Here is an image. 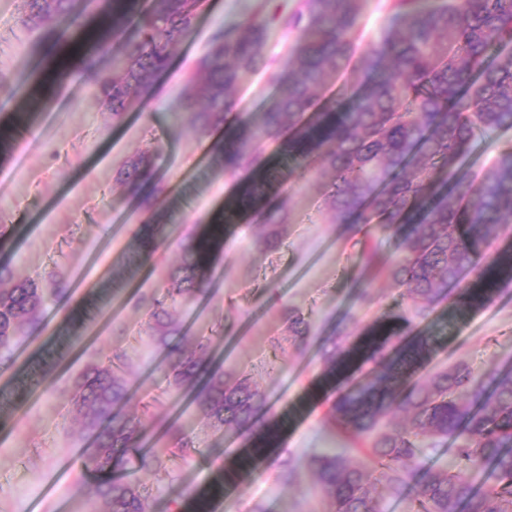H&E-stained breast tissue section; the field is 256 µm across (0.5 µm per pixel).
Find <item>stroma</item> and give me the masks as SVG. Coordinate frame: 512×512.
Wrapping results in <instances>:
<instances>
[{"label":"stroma","instance_id":"1","mask_svg":"<svg viewBox=\"0 0 512 512\" xmlns=\"http://www.w3.org/2000/svg\"><path fill=\"white\" fill-rule=\"evenodd\" d=\"M24 2L0 0V77L6 82L0 88V225L10 233L0 242V266L15 279L35 280L47 297L39 326L21 335L11 364L0 368V387L13 389L59 336L75 335L80 342L47 382L0 412V512H94L87 491L101 477L84 465L94 437L71 396L77 379L116 348L130 357L132 399L124 411L145 414L143 447L163 445L166 426L178 418L205 450L201 457L168 463L161 476L137 472L150 512H173L174 502L201 494L212 500L211 512H324L313 473L283 484L276 479L278 463L340 444L341 434L326 419L333 388L336 380L370 381L382 371L370 356L371 340L384 342L393 357L414 337H426L433 350L415 364L418 379L458 363L477 371L512 370V281L477 305L461 299V286L449 287L447 301L427 318L408 321L404 286L362 267V244L374 225L359 233L343 231L320 211L318 186L286 178L279 199L292 224L279 248L259 251L255 241L264 229L246 219L225 225L215 258L223 278L173 312L182 329L171 342L185 348L200 329L226 318L230 337L217 345L216 365L256 374L270 395V417L288 423L271 441L269 456L257 458L235 486H224L212 461L239 457L251 437L233 427L212 428L195 414L187 393L167 390L163 351L151 336L145 301L162 293L184 246L206 238L211 217L240 197L246 181L226 174L216 161L214 143L223 131L194 127L182 108L186 80L218 29L246 18L268 20L275 11L293 10L299 0H207L191 36L174 47L169 69L118 118L77 68L41 95L37 108L14 110L8 87L31 89L45 78L47 49L83 40L82 33L58 40L23 27ZM279 92L267 73L244 75L229 124L257 121ZM511 146L512 129L479 137L462 173L482 177ZM142 152L156 157L152 179L163 188L160 208L183 217L158 233L157 251L148 261L138 249L148 215L116 180ZM58 283L68 291L57 297L52 289ZM285 306L309 313L312 343L268 377L262 373L268 338ZM339 327L349 357L331 381L322 376L319 349Z\"/></svg>","mask_w":512,"mask_h":512}]
</instances>
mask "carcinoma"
<instances>
[{"instance_id":"1","label":"carcinoma","mask_w":512,"mask_h":512,"mask_svg":"<svg viewBox=\"0 0 512 512\" xmlns=\"http://www.w3.org/2000/svg\"><path fill=\"white\" fill-rule=\"evenodd\" d=\"M365 2L301 0L297 10L279 16L277 25L299 38L284 67L272 75L281 93L256 123L224 131L219 151L224 171L249 173L252 182L243 205L225 211L212 233L223 237L224 224L252 207V218L267 228L264 248L285 236L289 218L264 203L281 172L263 165L262 155L266 141L286 130V162L323 187V209L332 221L347 228L376 223L399 254L391 262L369 240L362 263L406 287L414 317H426L448 298V286L469 273L484 280L470 299L489 302L497 288L479 266V246L512 224V148L500 152L477 181L458 171L479 135L512 128V0H392L393 22L359 53L356 33ZM204 5L205 0H151L147 9L109 16L91 32L92 49L83 53L81 71L96 83L113 116L167 69L172 48L192 33ZM27 6L25 24L51 23L62 38L77 15V0H27ZM129 23L136 39L114 54L112 73L102 74L96 55L107 51ZM268 33L269 25L245 19L213 35L184 92L185 108L201 106L194 120L202 129L225 125L241 75L267 67L261 47ZM352 63L372 74L370 84L351 107L318 111L316 91ZM153 164L149 155L136 156L125 180L140 194L149 222L178 224L175 212L158 213L160 187L142 192ZM208 267L209 250L199 243L186 247L172 285L153 299L149 328L160 347L168 346L175 330L169 309L205 292L202 269ZM45 301L36 282L12 284L0 269V365L9 361L19 333L36 324ZM282 320L284 335L270 339L269 373L281 369L288 347L299 351L309 344L310 321L301 308L284 309ZM216 340L203 332L194 349L168 351L167 385L192 391L191 404L216 426L278 431L277 419L256 425L268 409V393L252 374L205 370ZM429 351L427 341L418 338L390 374L349 383L331 404L330 419L341 434L368 441L374 470L351 468L330 448L304 462L283 463L278 480L292 484L306 466L315 473L326 512H385L375 486L401 497L416 470L415 512H512V371L477 373L459 364L425 381L411 380L410 367ZM343 358L339 336L323 361L334 368ZM128 366L126 352L115 349L76 383L73 406L95 435L85 467L107 473L133 459L137 468L160 473L169 461L202 455L194 438L175 423L166 430V447L140 448L142 420L121 410L130 399ZM391 412L407 421L386 419ZM449 439L456 442L451 462L424 467L429 454ZM90 493L103 501V512H149L148 492L133 479L103 481Z\"/></svg>"}]
</instances>
